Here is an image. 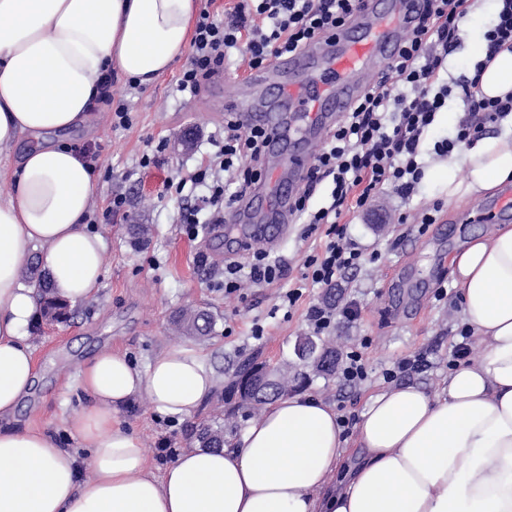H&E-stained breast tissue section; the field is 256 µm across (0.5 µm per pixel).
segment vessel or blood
<instances>
[{
	"instance_id": "obj_1",
	"label": "vessel or blood",
	"mask_w": 512,
	"mask_h": 512,
	"mask_svg": "<svg viewBox=\"0 0 512 512\" xmlns=\"http://www.w3.org/2000/svg\"><path fill=\"white\" fill-rule=\"evenodd\" d=\"M416 0H365L352 23L321 36L303 52L279 57L246 80L260 100L224 95V109L239 112L251 124L269 129L268 168L236 217L246 225V239L261 243L270 231L251 224L261 201L274 203L278 226L288 221V203L312 160L311 145L356 101L372 76L385 67L409 26Z\"/></svg>"
}]
</instances>
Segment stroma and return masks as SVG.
<instances>
[{
	"label": "stroma",
	"instance_id": "obj_1",
	"mask_svg": "<svg viewBox=\"0 0 512 512\" xmlns=\"http://www.w3.org/2000/svg\"><path fill=\"white\" fill-rule=\"evenodd\" d=\"M495 6L471 20L461 41L447 58L448 79L465 76L474 61L472 47L482 41L492 24ZM176 71H169L146 88L132 89L113 79L112 89L128 104L133 124L114 127L112 109L96 106L79 128L64 135L68 145H89L99 154L96 191L90 218L92 232L104 242V276L96 296L74 306L66 322L42 324L31 332L37 360L32 396L15 415L14 424L46 426L61 447L81 448L85 442L70 434L63 420L81 410L88 397L78 385L83 363L94 354L117 350L139 367H146L169 347L193 344L208 355L218 384L215 393L186 420L156 412L147 396H140L120 415L122 424L142 439L155 467L164 468L184 450L195 447L193 429L224 422V438L233 441L258 411L230 399L225 389L241 363L253 361L289 373L306 374L297 391L334 404L338 414L358 419L369 395L385 389L384 369L402 358L421 355L427 371L414 382L439 390L447 375L451 351L460 340V309L455 296L438 301L436 287L451 286L450 255L472 236L490 233L494 221L479 216L493 199L435 201L427 184H419L407 199L393 190L377 193L363 210L345 215L350 237L364 254L361 266L346 274L335 289L337 304L356 301L361 314L349 322L338 319L321 343L339 355L362 351L368 378L357 386L343 384L339 375L317 373L294 352L300 337L312 335L306 313L322 304L324 289L304 290L292 308L281 296L300 273L306 255L319 247V236L303 237V227L292 224L274 248V258L287 261L284 278L273 286L254 285L241 274L237 296L225 297L215 283L224 265L223 235L202 224L197 236H188L178 222L180 201L163 195L165 182L194 172L210 159L214 140L224 136V110L218 109L210 87L193 96L176 91ZM195 128L190 146L178 144L186 128ZM167 147L160 161L141 167L143 155L158 142ZM126 196L124 212L105 219L113 195ZM437 207L435 224L420 230L422 212ZM147 224L146 244H134L131 225ZM201 308L214 318L205 337L180 333L172 323L175 311ZM264 327L253 336V322Z\"/></svg>",
	"mask_w": 512,
	"mask_h": 512
}]
</instances>
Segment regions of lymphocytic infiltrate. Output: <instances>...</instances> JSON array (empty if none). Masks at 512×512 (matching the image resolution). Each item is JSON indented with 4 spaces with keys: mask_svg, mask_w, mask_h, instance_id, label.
<instances>
[{
    "mask_svg": "<svg viewBox=\"0 0 512 512\" xmlns=\"http://www.w3.org/2000/svg\"><path fill=\"white\" fill-rule=\"evenodd\" d=\"M468 0H424L412 30L388 67L370 82L359 103L345 113L327 134L300 187L292 211L307 232L323 231L322 252L307 255L293 288L283 300L295 305L304 288L336 284L357 270L362 252L347 234L342 216L360 210L372 194L389 187L410 197L421 180L417 158L424 139L451 93L439 81L448 54L460 38V23L468 13ZM361 0H236L224 18L201 10L190 44L189 62L176 79L179 91L197 94L203 83L224 70L232 52H240L249 69L271 59L304 49L317 37L354 18ZM465 115L454 135L437 140L433 152L451 155L462 142L482 136L486 124L512 114V96H480L473 79L460 84ZM268 136L238 116L224 123V142L215 154L218 175L200 169L188 178L167 181L165 188L182 194L186 185L205 187L201 204H186L179 221L196 234L199 212L207 223H224L228 214L260 179ZM236 178H227V171ZM329 186V202L310 210L309 201L321 184Z\"/></svg>",
    "mask_w": 512,
    "mask_h": 512,
    "instance_id": "obj_1",
    "label": "lymphocytic infiltrate"
}]
</instances>
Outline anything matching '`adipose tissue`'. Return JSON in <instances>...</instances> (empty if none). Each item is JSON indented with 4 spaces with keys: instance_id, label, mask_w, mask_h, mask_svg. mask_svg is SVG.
<instances>
[{
    "instance_id": "adipose-tissue-1",
    "label": "adipose tissue",
    "mask_w": 512,
    "mask_h": 512,
    "mask_svg": "<svg viewBox=\"0 0 512 512\" xmlns=\"http://www.w3.org/2000/svg\"><path fill=\"white\" fill-rule=\"evenodd\" d=\"M197 0H0V419L35 377L29 329L39 303L20 277L29 246L68 305L103 278V240L86 228L95 175L50 134L84 123L109 73L148 86L183 60ZM512 93V51L478 78ZM452 200L512 183V130L463 147L427 175ZM464 324L486 341L439 391L412 383L370 397L354 436L333 405L275 397L241 438L190 448L156 472L122 408L148 396L161 414L192 416L217 386L198 347H170L141 370L123 353L93 356L79 374L89 402L65 424L93 443L62 448L52 431L0 426V512H512V225L477 235L450 259ZM93 478H79L82 462Z\"/></svg>"
}]
</instances>
